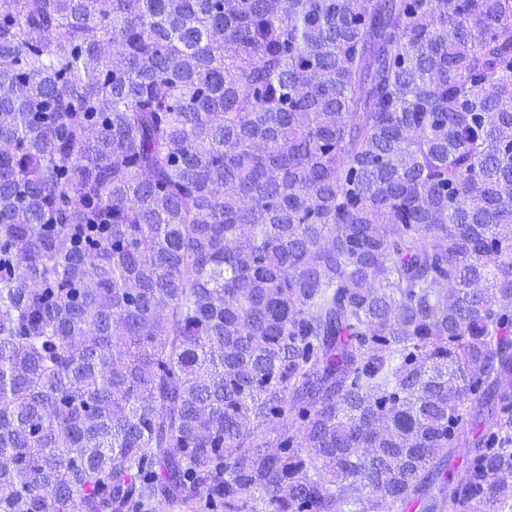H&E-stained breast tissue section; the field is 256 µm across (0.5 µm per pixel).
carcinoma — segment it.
Wrapping results in <instances>:
<instances>
[{
  "label": "carcinoma",
  "mask_w": 512,
  "mask_h": 512,
  "mask_svg": "<svg viewBox=\"0 0 512 512\" xmlns=\"http://www.w3.org/2000/svg\"><path fill=\"white\" fill-rule=\"evenodd\" d=\"M511 374L512 0H0V512H505Z\"/></svg>",
  "instance_id": "1"
}]
</instances>
